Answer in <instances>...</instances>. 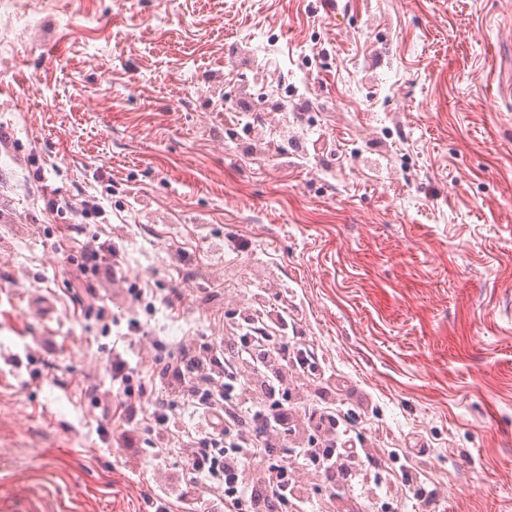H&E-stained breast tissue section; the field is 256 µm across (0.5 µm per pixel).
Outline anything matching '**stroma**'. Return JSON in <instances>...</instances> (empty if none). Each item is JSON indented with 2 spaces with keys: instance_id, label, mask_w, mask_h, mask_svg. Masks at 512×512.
Listing matches in <instances>:
<instances>
[{
  "instance_id": "1",
  "label": "stroma",
  "mask_w": 512,
  "mask_h": 512,
  "mask_svg": "<svg viewBox=\"0 0 512 512\" xmlns=\"http://www.w3.org/2000/svg\"><path fill=\"white\" fill-rule=\"evenodd\" d=\"M17 7L0 16V512L176 493L183 456L112 445V351L160 391L155 341L222 339L257 297L322 357L315 392L357 447L387 456L380 496L337 497L419 512L409 462L432 512H512V0ZM258 82L317 89L304 154L240 153L250 113L211 101ZM94 235L117 279L82 275Z\"/></svg>"
}]
</instances>
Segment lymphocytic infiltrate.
Returning <instances> with one entry per match:
<instances>
[{
	"label": "lymphocytic infiltrate",
	"instance_id": "lymphocytic-infiltrate-1",
	"mask_svg": "<svg viewBox=\"0 0 512 512\" xmlns=\"http://www.w3.org/2000/svg\"><path fill=\"white\" fill-rule=\"evenodd\" d=\"M233 319L226 342L160 346V397L135 393L128 360L113 351V447L175 439L189 408L202 429L188 438L176 498H152L154 512H171L175 501L181 512H197L203 501L213 512H306L318 482L332 510L337 480L366 478L378 453L357 447L335 407L310 393L324 369L312 351L289 347L287 310Z\"/></svg>",
	"mask_w": 512,
	"mask_h": 512
}]
</instances>
